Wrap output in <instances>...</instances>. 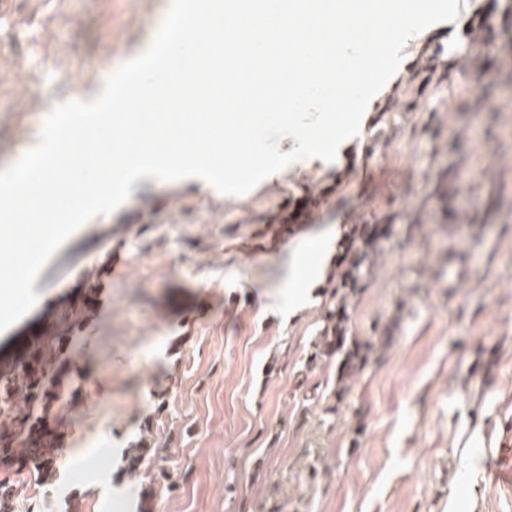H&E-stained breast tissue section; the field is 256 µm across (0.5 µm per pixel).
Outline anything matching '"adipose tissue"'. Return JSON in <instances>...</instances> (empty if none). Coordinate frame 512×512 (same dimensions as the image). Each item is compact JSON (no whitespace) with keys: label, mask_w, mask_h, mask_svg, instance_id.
Here are the masks:
<instances>
[{"label":"adipose tissue","mask_w":512,"mask_h":512,"mask_svg":"<svg viewBox=\"0 0 512 512\" xmlns=\"http://www.w3.org/2000/svg\"><path fill=\"white\" fill-rule=\"evenodd\" d=\"M348 225L325 224L311 229L301 240L288 246V263L279 283L280 297L271 298L265 305L266 312H283L288 320H297L311 306L307 289L311 282L328 278L332 268L327 261L333 243L346 238ZM316 257L314 271H307L305 261Z\"/></svg>","instance_id":"ef3b65f1"}]
</instances>
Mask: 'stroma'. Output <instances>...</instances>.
<instances>
[{"mask_svg": "<svg viewBox=\"0 0 512 512\" xmlns=\"http://www.w3.org/2000/svg\"><path fill=\"white\" fill-rule=\"evenodd\" d=\"M506 4L471 0L405 45L346 165H290L236 196L145 182L54 253L35 308L0 333V373L59 335L78 403L57 480L17 486L16 512H512V486L486 478L512 448V73L493 45L481 67L467 61L472 18L499 25ZM170 5L13 0L0 17V170L95 71L151 45ZM325 186L314 223L388 227L346 301L349 338L371 350L343 382L314 355L335 279L292 327L263 310L287 254L268 220ZM91 286L103 301L61 331ZM142 440L153 451L130 470Z\"/></svg>", "mask_w": 512, "mask_h": 512, "instance_id": "obj_1", "label": "stroma"}]
</instances>
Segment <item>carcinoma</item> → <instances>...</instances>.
<instances>
[{
  "label": "carcinoma",
  "mask_w": 512,
  "mask_h": 512,
  "mask_svg": "<svg viewBox=\"0 0 512 512\" xmlns=\"http://www.w3.org/2000/svg\"><path fill=\"white\" fill-rule=\"evenodd\" d=\"M352 236L359 245L356 259L339 276V287L333 291L334 310L329 312L330 324L316 343L315 357L337 358L338 380L351 377L366 362V346L352 343L346 346L347 329L343 311L345 296L340 289L355 287L368 273L370 256L376 252L378 239L364 234L363 226L354 225ZM55 350L54 338L47 339L31 355L28 362L4 377H0V448L11 453L21 463L30 465L29 473L37 481L48 482L56 476L59 449L44 432L38 409L59 403L63 393L64 374L51 363ZM15 487L0 481V512H15Z\"/></svg>",
  "instance_id": "cac0c4a2"
}]
</instances>
